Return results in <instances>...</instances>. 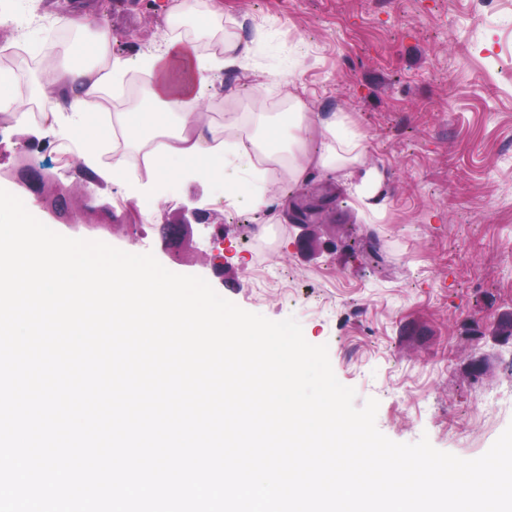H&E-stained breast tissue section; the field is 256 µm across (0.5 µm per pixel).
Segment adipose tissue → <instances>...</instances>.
<instances>
[{
    "instance_id": "ef3b65f1",
    "label": "adipose tissue",
    "mask_w": 512,
    "mask_h": 512,
    "mask_svg": "<svg viewBox=\"0 0 512 512\" xmlns=\"http://www.w3.org/2000/svg\"><path fill=\"white\" fill-rule=\"evenodd\" d=\"M68 29L84 35L80 50L62 45L49 62L51 77L37 85L38 98L56 97V109L47 113L44 134L62 131L82 143L81 166L105 181L130 180L125 156H114L103 167L98 144L122 137L125 145L143 150L148 186H161L171 177L224 181V162L250 158L252 150L289 157L293 185L307 183L314 172L348 170L362 181H377L375 172L365 169V138L347 132L343 117H323L298 92L290 73L273 78L289 102L284 113H257L246 137L228 141L226 134L238 129L232 114L222 119L204 116L198 103L209 75L242 63L250 54L249 43L225 42L220 53L201 54L180 35L167 37L163 50L143 56L140 67L151 82L144 91L145 103L131 112L101 111V97L111 84L127 75V60L112 51V36L88 11L77 9L66 21Z\"/></svg>"
}]
</instances>
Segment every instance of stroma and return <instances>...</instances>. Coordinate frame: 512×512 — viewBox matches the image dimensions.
<instances>
[{"label":"stroma","mask_w":512,"mask_h":512,"mask_svg":"<svg viewBox=\"0 0 512 512\" xmlns=\"http://www.w3.org/2000/svg\"><path fill=\"white\" fill-rule=\"evenodd\" d=\"M174 0H8L16 22L0 43L40 45L64 30L71 5L98 15L116 55L160 49ZM225 32L252 44L247 66L212 75L200 110L249 114L279 102L274 74L291 71L315 112L343 113L366 137L382 210L363 211L339 176L315 174L263 211L238 161L234 196L202 179L131 193L77 162L54 165L30 191L24 166L48 162L41 125L0 133V188L30 196L42 223L71 238L152 253L171 272L204 278L225 299L273 321L295 318L327 345L338 380L370 398L389 439L428 437L464 459L483 455L512 424V0H222ZM96 193L113 214L88 211ZM327 208L296 247L291 218ZM200 209L185 239L163 240L183 208ZM267 226L257 234V226ZM224 239L216 259L211 240ZM495 409L480 413L486 395Z\"/></svg>","instance_id":"obj_1"}]
</instances>
